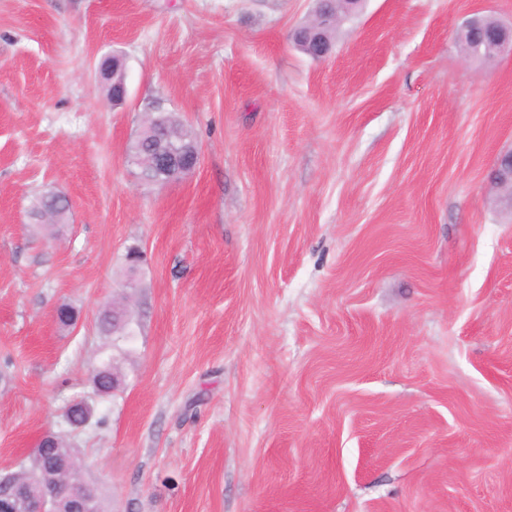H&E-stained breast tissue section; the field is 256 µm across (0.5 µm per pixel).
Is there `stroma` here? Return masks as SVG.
Here are the masks:
<instances>
[{
    "mask_svg": "<svg viewBox=\"0 0 512 512\" xmlns=\"http://www.w3.org/2000/svg\"><path fill=\"white\" fill-rule=\"evenodd\" d=\"M313 6L0 0V471L52 432L101 512H512V211L488 181L512 56L456 42L512 0H367L320 61L289 41ZM158 97L201 158L145 186L126 147ZM47 191L70 202L50 230ZM69 211L67 198L52 192H46L39 196L31 208L30 214L35 221L50 223L56 220H64ZM112 370L115 368L111 361L103 362L92 375L94 393L100 399H106L114 395L115 386L112 383Z\"/></svg>",
    "mask_w": 512,
    "mask_h": 512,
    "instance_id": "35a3bbf8",
    "label": "stroma"
}]
</instances>
